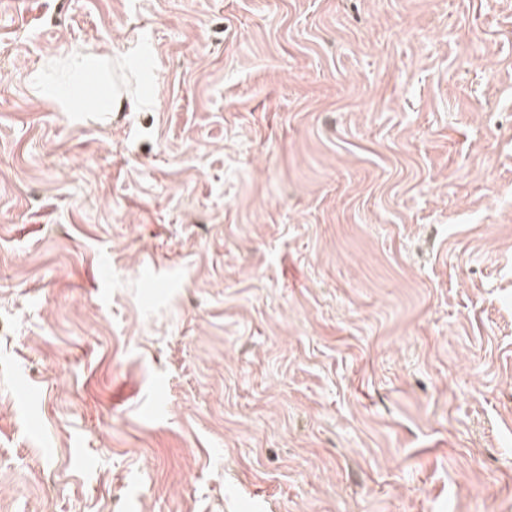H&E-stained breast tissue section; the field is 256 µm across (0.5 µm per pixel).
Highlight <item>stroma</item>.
I'll list each match as a JSON object with an SVG mask.
<instances>
[{"label":"stroma","mask_w":512,"mask_h":512,"mask_svg":"<svg viewBox=\"0 0 512 512\" xmlns=\"http://www.w3.org/2000/svg\"><path fill=\"white\" fill-rule=\"evenodd\" d=\"M0 512H512V0H0ZM108 56L84 49H75L70 58V79L63 83H53L44 86L43 95L56 99L61 103L67 102L78 85L88 76L97 83L96 91L80 105L69 102L68 112H113L112 88H106Z\"/></svg>","instance_id":"stroma-1"}]
</instances>
